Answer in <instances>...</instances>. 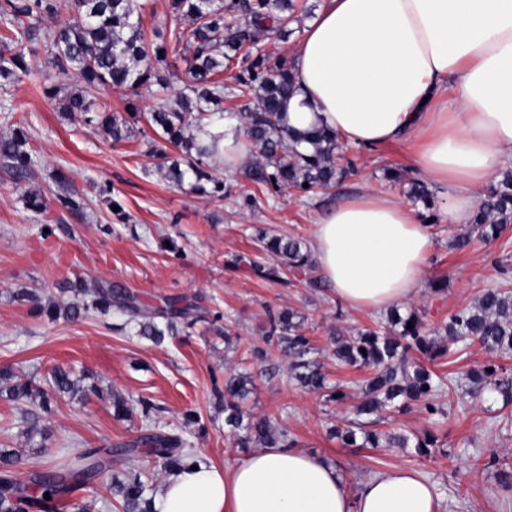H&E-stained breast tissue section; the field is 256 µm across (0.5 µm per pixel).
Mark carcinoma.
Instances as JSON below:
<instances>
[{"label": "carcinoma", "mask_w": 512, "mask_h": 512, "mask_svg": "<svg viewBox=\"0 0 512 512\" xmlns=\"http://www.w3.org/2000/svg\"><path fill=\"white\" fill-rule=\"evenodd\" d=\"M149 0H70L71 17H58L56 0H0V42L12 41L19 50L0 54V79L15 83L30 76L25 48L37 40L39 25L47 22L42 34L53 41L57 51L45 63L42 91L56 99L64 114L73 119L95 122L114 143L128 137L127 121L109 113L96 94L114 89L137 90L155 86L164 92L177 74L168 63L169 46L183 44L179 53L185 64L183 86L173 99L163 98L147 112L146 120L156 135L152 156L160 159L159 169L171 182L181 185L190 180L192 190L208 196L224 197V183L208 163L216 153L215 145L200 140V131L224 119V90L239 100L230 113L238 125L237 134L247 143L255 160L247 166L246 178L258 188L292 191L309 197L336 185L353 170V160L345 155L335 133L315 128L303 136L312 149L301 152L284 124V103L293 93L294 75L284 62H274L261 53L260 38L286 37L290 25L298 20L294 0H169L173 20L187 18L193 28L185 33L175 26L169 37L151 42L142 28V14ZM229 75H224V71ZM65 75L75 79L78 88L60 95L61 88L50 80ZM37 158L31 138L24 126L0 141V165L18 181L32 175ZM308 187H303V184ZM413 205L433 208L432 194L426 185L413 182L408 191ZM512 223V171L490 187L477 207L473 224L466 234L452 242L463 251L473 240L491 243L500 238ZM261 248L276 258L272 264L248 260V268L257 276L288 283L287 273L314 271L310 251L298 238L259 234ZM499 286L488 288L476 304L448 317L444 331L449 344L434 346L423 331L420 317L410 312H394L388 324L365 328L349 335L336 330L328 337L332 356L341 364L364 369L359 402L349 408L336 428V436L346 446L357 442L366 448H413L421 456L430 454L436 439L432 435L411 437L401 432L378 433L364 430L362 418L376 415L404 414L415 407L441 413L434 404L436 394L446 378L428 370L423 360L434 361L450 354L449 345L464 347L477 343L490 353L512 352V264L508 258L495 261ZM79 289L84 300L79 306L52 303L38 310L51 318L77 320L89 313L109 316L119 313L128 317L139 336L161 341L165 332L177 330L185 319V309L171 300L162 308L131 304L126 292L117 285L102 281L93 287L79 282L68 283ZM413 328H407V324ZM304 323L291 310L269 313L263 345L253 346L251 355L262 363L277 349L291 358V377L304 389L320 395L325 402L343 405L349 398L346 387L327 382L324 365L309 358L314 351ZM502 367L489 364L472 369L465 375V392L477 398L485 391L500 394L512 403V376H502ZM251 377L242 373L224 376V411L228 423L244 434L237 436L241 448L259 441L266 447L293 445L285 430H276L267 417H256L243 409L249 394ZM102 396L94 384L71 370L56 366L51 371L50 390L31 380L15 379L11 369L0 370V397L18 404H32L39 413L32 415L27 434L42 433L41 417L50 416L62 396L88 398ZM178 436L150 431L106 454L95 449L77 453L59 469L52 460L34 462L24 476H18L24 459L13 448H0V512H58L67 495L89 480L99 481L111 499L105 507L117 512H151L152 498L143 468L133 460L146 453L163 470L172 471L204 459L181 448ZM121 456L131 465L112 469V456ZM49 498H44V494Z\"/></svg>", "instance_id": "obj_1"}]
</instances>
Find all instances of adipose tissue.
I'll list each match as a JSON object with an SVG mask.
<instances>
[{
	"label": "adipose tissue",
	"instance_id": "ef3b65f1",
	"mask_svg": "<svg viewBox=\"0 0 512 512\" xmlns=\"http://www.w3.org/2000/svg\"><path fill=\"white\" fill-rule=\"evenodd\" d=\"M285 124L341 144L411 146V168L443 186L452 224L512 169V0H326L292 58ZM433 247L417 209L386 194L341 198L314 223L311 258L336 299L377 312L414 299ZM431 485L395 467L350 490L335 464L293 447L229 467L183 468L153 512H439Z\"/></svg>",
	"mask_w": 512,
	"mask_h": 512
}]
</instances>
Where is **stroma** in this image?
Wrapping results in <instances>:
<instances>
[{
    "instance_id": "35a3bbf8",
    "label": "stroma",
    "mask_w": 512,
    "mask_h": 512,
    "mask_svg": "<svg viewBox=\"0 0 512 512\" xmlns=\"http://www.w3.org/2000/svg\"><path fill=\"white\" fill-rule=\"evenodd\" d=\"M36 48L34 76L0 85V138L24 125L37 154L27 181L0 167V368L43 382L53 367L63 366L89 373L91 382L130 403L150 400L162 408L154 420L158 431L180 435L196 455L221 466L236 464L246 452L235 446V431L226 423L217 392L225 374L247 371L253 375L246 402L251 414L270 418L288 431L296 447L336 464L350 487L402 467L435 487L440 512H512V404L501 397L474 399L455 383L438 393L439 415L416 409L397 416L395 428L435 435L437 444L427 456L410 448L348 447L329 434L340 409L297 385L288 356L276 351L260 363L248 354L261 344L269 312L290 309L304 317L316 346L312 357L324 364L329 382L361 380L360 371L336 364L327 337L335 328L374 325L379 314L345 307L328 287H309L304 277L285 286L247 267L232 268L230 262L245 256L269 263L255 240L260 229L311 240L319 213L342 196L372 190L405 197L406 183L414 178L409 146L358 151L354 173L336 187L310 200L268 191L252 209L242 198L254 193V184L242 173L225 174L219 162L213 172L223 179V198L167 181L150 154L153 133L144 123L133 124L129 138L115 144L95 124L67 120L40 88L52 43L42 38ZM388 164L400 168L404 183L385 181ZM103 182L111 184L123 215H115L98 195L96 186ZM30 189L50 200L71 194L83 198L84 206L37 213L24 203ZM467 230L444 220L433 225L427 285L409 305L441 346L448 342L443 330L448 316L496 285L494 259L512 255V228L491 244L476 241L467 251L452 250L451 240ZM75 279L118 284L149 306L182 297L188 320L157 344L136 335L119 314L52 320L32 303L14 298L26 288L43 303L69 301L72 293L61 292L60 285ZM439 279L447 287L433 291L429 283ZM219 312L224 319L217 323L213 317ZM28 412V406L0 398V444L28 460L45 448H62L71 456L85 447H113L140 435L146 424L138 410L116 418L106 399L63 397L45 422L46 435L32 438L26 433ZM190 414L197 417L191 424L186 421ZM493 456L498 464H490Z\"/></svg>"
}]
</instances>
